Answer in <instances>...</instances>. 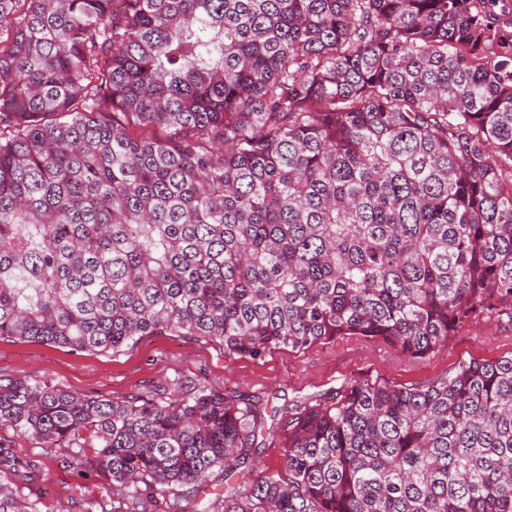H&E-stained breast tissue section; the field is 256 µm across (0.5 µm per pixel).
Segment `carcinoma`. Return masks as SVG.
Wrapping results in <instances>:
<instances>
[{"instance_id": "1", "label": "carcinoma", "mask_w": 512, "mask_h": 512, "mask_svg": "<svg viewBox=\"0 0 512 512\" xmlns=\"http://www.w3.org/2000/svg\"><path fill=\"white\" fill-rule=\"evenodd\" d=\"M136 127L164 128L157 141ZM512 322V40L480 0H0V341L170 333L258 359L425 358ZM259 402L0 375V430L97 483L78 512H512V356L356 381L232 482ZM0 437V512H44Z\"/></svg>"}]
</instances>
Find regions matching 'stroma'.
<instances>
[{
  "instance_id": "obj_1",
  "label": "stroma",
  "mask_w": 512,
  "mask_h": 512,
  "mask_svg": "<svg viewBox=\"0 0 512 512\" xmlns=\"http://www.w3.org/2000/svg\"><path fill=\"white\" fill-rule=\"evenodd\" d=\"M510 355L512 325L482 317L460 328L447 347L416 361L376 339L343 338L254 360L227 355L215 341L163 333L142 337L116 354L0 342V374L47 381L85 396L115 398L168 384L181 375L215 391L262 400L267 419L254 442L253 460L240 473L247 481L262 470L282 466L287 410L293 404L323 402L352 381L377 380L397 386L427 383L451 374L460 362ZM84 484L77 469L46 459L41 487L49 512L58 502L78 496Z\"/></svg>"
}]
</instances>
